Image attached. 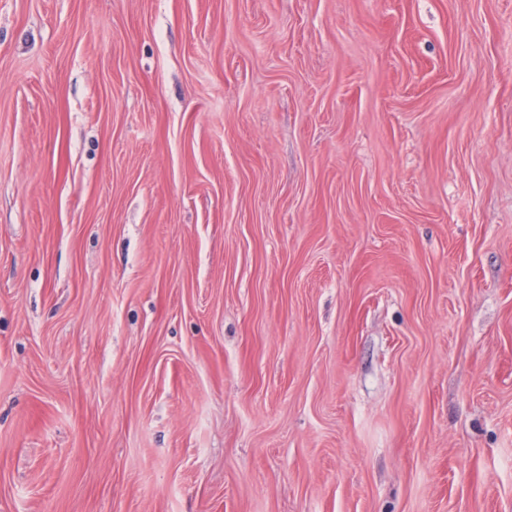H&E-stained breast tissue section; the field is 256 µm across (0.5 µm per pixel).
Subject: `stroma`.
Wrapping results in <instances>:
<instances>
[{"label":"stroma","mask_w":512,"mask_h":512,"mask_svg":"<svg viewBox=\"0 0 512 512\" xmlns=\"http://www.w3.org/2000/svg\"><path fill=\"white\" fill-rule=\"evenodd\" d=\"M0 512H512V0H0Z\"/></svg>","instance_id":"stroma-1"}]
</instances>
